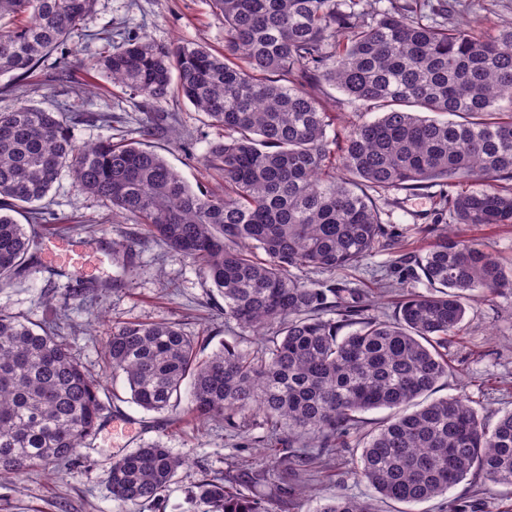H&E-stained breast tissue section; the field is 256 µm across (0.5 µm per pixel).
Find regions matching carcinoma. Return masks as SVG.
<instances>
[{
  "mask_svg": "<svg viewBox=\"0 0 512 512\" xmlns=\"http://www.w3.org/2000/svg\"><path fill=\"white\" fill-rule=\"evenodd\" d=\"M96 0H0V76L21 82ZM224 53L193 42L127 35L88 62L156 110L176 93L224 129L202 165L217 188H192L139 138L79 145L65 112L24 102L0 112V286L27 270L37 246L16 215L42 221L66 170L87 193L133 218L143 238L196 264L224 300V322L271 334L260 347L224 342L200 355L176 322H124L105 359L133 403L165 411L191 388L199 420L222 416L244 447L267 450L251 472L206 475L191 491L202 512H275L295 479L338 448L361 449L355 477L373 497H336L316 512H378L375 502L441 497L467 476L512 487V410L491 423L466 394L416 403L453 371L448 340L464 300L512 291L506 267L462 226L512 225V27L457 21L447 0H211ZM362 115L333 137L340 113L327 88ZM438 188L439 207L406 251L378 198ZM390 272L421 281L392 316L347 271L376 249ZM328 274L322 281L308 271ZM62 322L0 311V480L76 463L99 430V382ZM386 408L370 423L363 414ZM260 434L253 435L254 431ZM184 462L156 441L107 473L114 499L160 509ZM270 485L274 495L256 493Z\"/></svg>",
  "mask_w": 512,
  "mask_h": 512,
  "instance_id": "1",
  "label": "carcinoma"
}]
</instances>
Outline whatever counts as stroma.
<instances>
[{
    "instance_id": "35a3bbf8",
    "label": "stroma",
    "mask_w": 512,
    "mask_h": 512,
    "mask_svg": "<svg viewBox=\"0 0 512 512\" xmlns=\"http://www.w3.org/2000/svg\"><path fill=\"white\" fill-rule=\"evenodd\" d=\"M106 28L116 33L140 31L164 45L195 42L217 52L224 49V18L209 0H97L67 41L68 79L54 80V53L22 85L0 77V111L24 100L54 111L88 114V121L73 128L82 144L130 137L145 112L124 88L82 65L101 51L98 35ZM161 108L174 114V131L157 134L152 145L190 185H210L201 157L210 142L222 139L223 130L180 96H170ZM379 206L406 249H419V229L437 206L434 195L400 191L395 200L380 201ZM45 218L48 228L40 233L31 268L0 288V310L39 321L66 309L76 354L105 391L117 392L118 397L108 402L104 422L80 462L59 465L54 471L37 469L16 483L0 482V512H152L147 505L114 500L106 474L122 454L157 440L185 462L169 488L164 512H197L189 498L195 483L206 474L220 477L261 464L259 449H241V436L226 431L223 418L199 422L188 414L186 404L156 413L129 402L122 379L113 378L106 366L105 344L113 327L134 320L179 323L187 334L198 337L205 356L232 339L241 348H256L258 338L227 327L223 299L211 291L194 264L166 257L159 243L136 245L133 272L122 275L112 244L137 236L138 225L113 210L109 201L82 190L69 172H62L50 191ZM91 280H107L111 286L89 310L74 297ZM465 324L462 338L448 345L462 370L441 381L438 396L458 394L464 382L468 395L480 401L482 414L512 410V292L470 300ZM360 454V449L345 448L333 460L319 461L304 478V496L288 512H311L316 497L369 496V487L352 475ZM460 498L472 502L476 512H512V487L473 477L435 500L403 507L383 504L379 512H451V502Z\"/></svg>"
}]
</instances>
